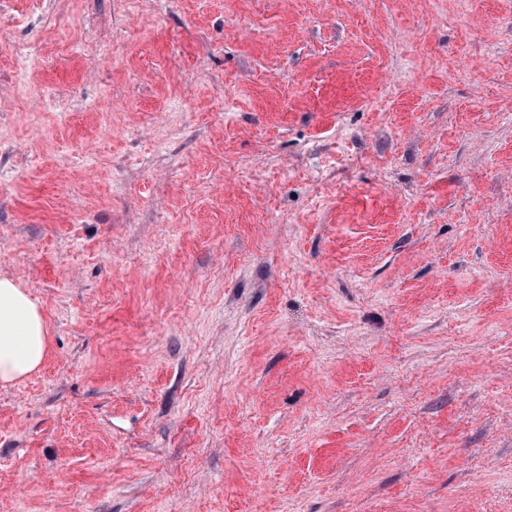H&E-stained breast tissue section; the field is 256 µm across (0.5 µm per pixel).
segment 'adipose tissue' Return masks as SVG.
<instances>
[{
  "label": "adipose tissue",
  "instance_id": "1",
  "mask_svg": "<svg viewBox=\"0 0 512 512\" xmlns=\"http://www.w3.org/2000/svg\"><path fill=\"white\" fill-rule=\"evenodd\" d=\"M46 318L30 294L9 275H0V386L37 371L48 345Z\"/></svg>",
  "mask_w": 512,
  "mask_h": 512
}]
</instances>
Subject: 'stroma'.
<instances>
[{
  "instance_id": "35a3bbf8",
  "label": "stroma",
  "mask_w": 512,
  "mask_h": 512,
  "mask_svg": "<svg viewBox=\"0 0 512 512\" xmlns=\"http://www.w3.org/2000/svg\"><path fill=\"white\" fill-rule=\"evenodd\" d=\"M0 512H512V0H0ZM46 318L13 276L0 275V386L37 371L48 345Z\"/></svg>"
}]
</instances>
